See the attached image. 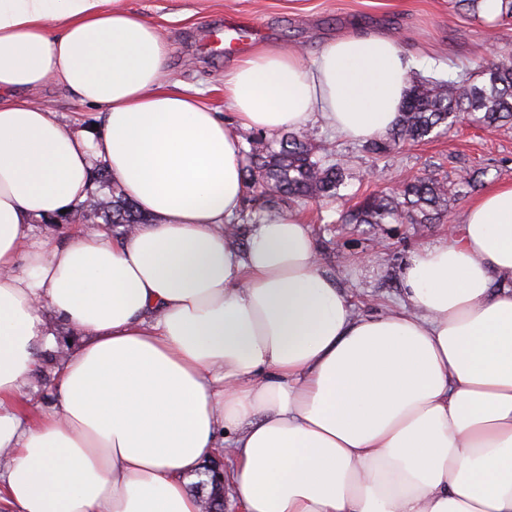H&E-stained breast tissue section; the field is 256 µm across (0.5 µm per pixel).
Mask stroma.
Listing matches in <instances>:
<instances>
[{
    "instance_id": "35a3bbf8",
    "label": "stroma",
    "mask_w": 512,
    "mask_h": 512,
    "mask_svg": "<svg viewBox=\"0 0 512 512\" xmlns=\"http://www.w3.org/2000/svg\"><path fill=\"white\" fill-rule=\"evenodd\" d=\"M168 41L169 68L184 88L216 110L224 108V71L259 45L300 49L314 59L322 46L353 32L395 36L410 78L467 71L480 80L492 60L512 51V19L472 15L459 0H128ZM70 128L97 122V109L76 103L56 85L38 94ZM314 145L344 160L352 174L338 199L295 204L311 225L323 268L337 277L355 306L376 313L401 296V267L407 254L459 226L465 210L491 187L512 182V121L482 124L472 115L438 127L428 139L399 152L376 155L363 143L315 123L303 128ZM477 179L459 185L460 170ZM431 176L447 183V212L432 224H345L342 214L372 192L392 193L407 181Z\"/></svg>"
}]
</instances>
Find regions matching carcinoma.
<instances>
[{"mask_svg":"<svg viewBox=\"0 0 512 512\" xmlns=\"http://www.w3.org/2000/svg\"><path fill=\"white\" fill-rule=\"evenodd\" d=\"M484 82L475 84L466 73L448 78L429 77L411 86L401 106L391 137L370 142L369 149L387 154L397 145L417 142L450 117L483 113L482 121L492 126L512 120V60L492 62L482 70ZM253 188L266 199L268 207L287 203L339 196V189L349 177L340 162L315 150L291 133L273 147L261 141L252 148ZM448 188L443 182L419 178L407 183L397 194H369L348 214L350 224H430L448 209ZM106 224L127 227L141 224L143 216L136 205L122 193L100 211Z\"/></svg>","mask_w":512,"mask_h":512,"instance_id":"1","label":"carcinoma"}]
</instances>
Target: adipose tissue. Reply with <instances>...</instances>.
<instances>
[{"label":"adipose tissue","mask_w":512,"mask_h":512,"mask_svg":"<svg viewBox=\"0 0 512 512\" xmlns=\"http://www.w3.org/2000/svg\"><path fill=\"white\" fill-rule=\"evenodd\" d=\"M126 0H0V497L14 512H201L224 448L242 512H512V183L410 251L403 298L358 312L291 212L224 226L241 131L395 125L398 41L348 34L313 62L263 46L224 72L233 122L176 90ZM101 110L72 131L48 84ZM104 162L152 221L38 235ZM66 348L54 409L37 353Z\"/></svg>","instance_id":"obj_1"}]
</instances>
